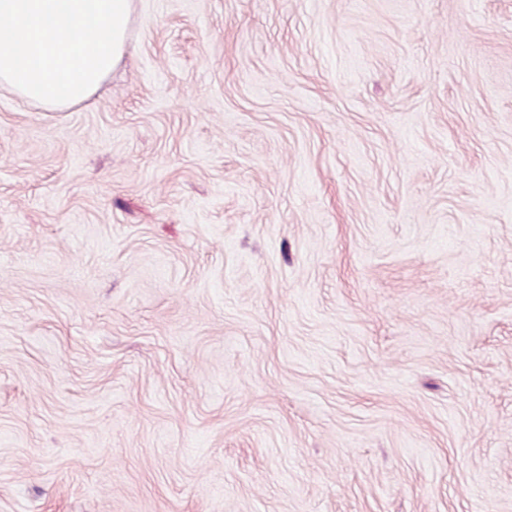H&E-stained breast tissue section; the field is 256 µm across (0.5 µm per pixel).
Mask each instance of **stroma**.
I'll use <instances>...</instances> for the list:
<instances>
[{
	"mask_svg": "<svg viewBox=\"0 0 512 512\" xmlns=\"http://www.w3.org/2000/svg\"><path fill=\"white\" fill-rule=\"evenodd\" d=\"M0 512H512V0H134L0 89Z\"/></svg>",
	"mask_w": 512,
	"mask_h": 512,
	"instance_id": "obj_1",
	"label": "stroma"
}]
</instances>
